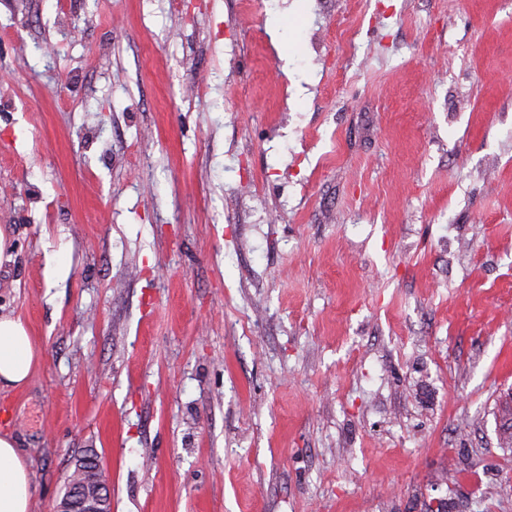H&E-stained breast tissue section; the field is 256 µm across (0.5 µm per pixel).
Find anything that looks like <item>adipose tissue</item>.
I'll return each instance as SVG.
<instances>
[{
	"mask_svg": "<svg viewBox=\"0 0 512 512\" xmlns=\"http://www.w3.org/2000/svg\"><path fill=\"white\" fill-rule=\"evenodd\" d=\"M40 354L23 323L0 314V388H24ZM34 487L15 439L0 436V512H29Z\"/></svg>",
	"mask_w": 512,
	"mask_h": 512,
	"instance_id": "adipose-tissue-1",
	"label": "adipose tissue"
}]
</instances>
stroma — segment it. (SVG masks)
<instances>
[{
    "mask_svg": "<svg viewBox=\"0 0 512 512\" xmlns=\"http://www.w3.org/2000/svg\"><path fill=\"white\" fill-rule=\"evenodd\" d=\"M0 234L29 512H512V0H0ZM40 354L23 323L0 314V388L23 389ZM97 493L82 495L81 489H74L70 497L63 498L57 512H112L111 496L106 484L97 487Z\"/></svg>",
    "mask_w": 512,
    "mask_h": 512,
    "instance_id": "stroma-1",
    "label": "stroma"
}]
</instances>
